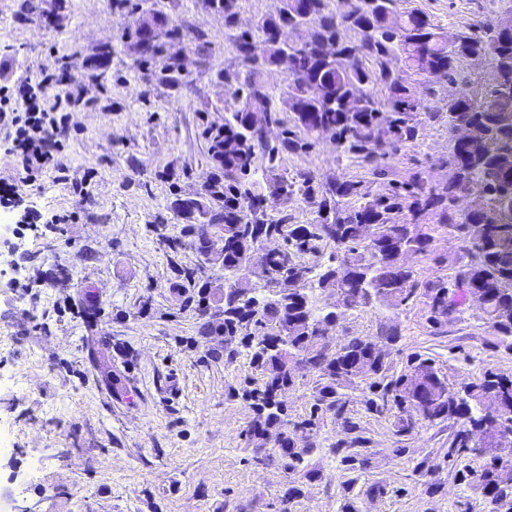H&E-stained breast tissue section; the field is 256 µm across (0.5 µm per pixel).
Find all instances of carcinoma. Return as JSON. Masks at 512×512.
Here are the masks:
<instances>
[{"instance_id":"carcinoma-1","label":"carcinoma","mask_w":512,"mask_h":512,"mask_svg":"<svg viewBox=\"0 0 512 512\" xmlns=\"http://www.w3.org/2000/svg\"><path fill=\"white\" fill-rule=\"evenodd\" d=\"M204 2L224 19V29L235 32L240 68L224 70L221 78L239 106L224 123L204 129L212 172L198 198H178L175 205L187 221L182 236L198 253L212 247L216 232L224 233V249L213 260L231 284L215 299L201 286L196 311L205 331L224 333L226 349L235 344L249 350L261 371V384L242 394L255 414L249 431L253 460L259 464L274 454L287 473L310 482L322 478L310 463L315 444L300 447L290 440L291 421L277 400L279 391L307 379L310 413L296 425L315 430L326 418L343 424L347 438L332 452L345 470L367 465L368 438L351 409L352 394L360 390L367 412L393 416L398 437L412 433L419 421H462L448 456H467L475 466L458 470L459 481L491 506L489 512H512V463L499 464L496 425L486 412L491 399L512 411V377L485 371L462 383V397L453 400L434 359L412 354L398 374L391 360L403 307L422 302L427 322L441 330L467 313L473 291L482 295L480 311L496 327L499 342L512 349V0H501V10L479 29L448 32L426 13L403 7L404 0H359L347 17L332 0H280L275 13L248 29L240 27L239 0ZM282 28L297 29L298 40H280ZM344 30L359 38L344 40ZM185 37L163 15L144 11L128 33L138 67L172 87L184 81L174 47ZM258 38L265 44L261 57L252 53ZM471 56L491 65L477 90L462 72ZM157 58L164 63L159 73L151 69ZM270 68L286 74V90L279 94L263 79ZM428 72L462 89L444 112L428 117L446 114L451 133L459 123L469 128L468 141L453 146L457 179L446 185L419 168L398 175L386 162L422 136L423 105L411 80ZM253 112L280 128L275 143L252 125ZM324 129L335 136L336 165L353 160L372 179L277 173L282 156L307 152ZM298 197L317 205L315 222L300 224L288 214V201ZM464 198L470 202L462 209ZM438 230L453 236L463 254L452 276L421 279L397 262L402 249L427 253ZM269 238L282 241L279 252L261 254L273 287L258 292L232 282L241 262L260 254ZM326 244L333 251L324 261ZM327 281L341 298L336 312L315 300ZM213 301L222 304L217 319ZM375 309L386 312L380 325L385 355L360 336L323 350L321 321Z\"/></svg>"}]
</instances>
